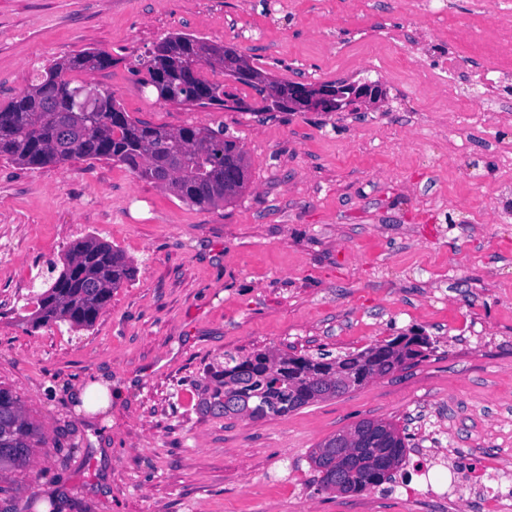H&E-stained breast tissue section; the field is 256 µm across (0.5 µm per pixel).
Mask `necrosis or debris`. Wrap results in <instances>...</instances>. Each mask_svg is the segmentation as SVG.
<instances>
[{
    "label": "necrosis or debris",
    "instance_id": "4bbe7bcc",
    "mask_svg": "<svg viewBox=\"0 0 512 512\" xmlns=\"http://www.w3.org/2000/svg\"><path fill=\"white\" fill-rule=\"evenodd\" d=\"M472 11L480 26L448 32L436 24L448 12L447 0H409L404 26L379 23L361 36L369 51L359 59V78L383 90L393 87L396 78L384 62L393 50L413 63L425 102L447 113L449 128L473 113L511 115L512 0H496L491 14L486 0H472Z\"/></svg>",
    "mask_w": 512,
    "mask_h": 512
}]
</instances>
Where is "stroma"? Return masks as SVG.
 Segmentation results:
<instances>
[{"label":"stroma","instance_id":"35a3bbf8","mask_svg":"<svg viewBox=\"0 0 512 512\" xmlns=\"http://www.w3.org/2000/svg\"><path fill=\"white\" fill-rule=\"evenodd\" d=\"M379 20L404 24L403 0L381 14L373 0H0V105L104 50L112 66L76 81L154 125H224L248 164L242 193L202 210L109 159L0 157V385L46 439L0 470V512H488L469 488L449 494L455 466L512 492V220H486L512 204V166L483 148L512 142V125L463 126L459 160L447 113L418 111L411 85L358 112H218L159 99L130 71L131 53L189 33L279 80L347 81ZM461 193L465 209L447 210ZM81 237L122 250L132 281L90 328L33 326L37 273ZM413 330L428 358L342 397L262 420L210 404L225 352L343 356ZM99 375L110 409L77 412ZM362 419L406 429L415 494L320 487L312 449Z\"/></svg>","mask_w":512,"mask_h":512}]
</instances>
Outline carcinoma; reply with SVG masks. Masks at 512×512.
I'll list each match as a JSON object with an SVG mask.
<instances>
[{
    "instance_id": "carcinoma-1",
    "label": "carcinoma",
    "mask_w": 512,
    "mask_h": 512,
    "mask_svg": "<svg viewBox=\"0 0 512 512\" xmlns=\"http://www.w3.org/2000/svg\"><path fill=\"white\" fill-rule=\"evenodd\" d=\"M106 51H86L44 69L26 89L0 106V157L19 165L44 166L72 158H106L121 163L139 178L164 187L177 198L199 208L234 200L246 183L245 153L224 126L188 125L169 129L131 118L107 88L98 89L89 111L82 110L85 89L70 77L73 72L111 66ZM136 73L146 71L144 84L158 97L177 104L214 107L232 103L253 112L255 108L233 93L242 86L255 92L262 110L300 112L299 101L284 104L269 100L254 82L293 87L305 94L310 85L278 81L252 66L234 47L188 33L170 34L152 48L134 56ZM205 88L207 101L194 95ZM321 92L333 96L325 108L336 112L354 104L352 85L323 83ZM134 268L124 253L94 237L73 242L63 265L48 263L47 276L27 299L34 305L29 319L39 325L66 324L88 328L112 298V292L132 280ZM433 342L412 332L342 357L276 355L268 350L247 356L224 353V367L211 377L224 389V416L253 420L285 416L303 407L348 394L375 377L402 370L427 357ZM408 436L392 422L363 419L351 429L318 443L311 461L320 486L336 488L343 475L344 493H357L393 483L402 469ZM45 444L39 428L21 410L18 396L0 386V469L25 465L33 451ZM361 451L362 461L336 471V459Z\"/></svg>"
}]
</instances>
